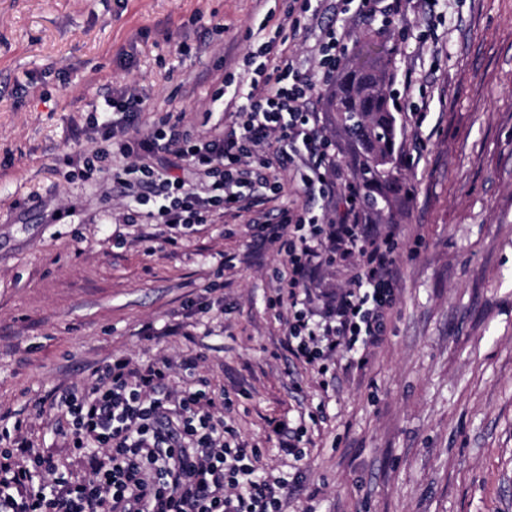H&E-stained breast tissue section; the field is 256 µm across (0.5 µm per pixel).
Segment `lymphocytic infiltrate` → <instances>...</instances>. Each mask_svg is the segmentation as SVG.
Segmentation results:
<instances>
[{"instance_id":"lymphocytic-infiltrate-1","label":"lymphocytic infiltrate","mask_w":512,"mask_h":512,"mask_svg":"<svg viewBox=\"0 0 512 512\" xmlns=\"http://www.w3.org/2000/svg\"><path fill=\"white\" fill-rule=\"evenodd\" d=\"M342 49L335 28L326 27L312 50L319 65L307 73L296 55L259 43L242 58L249 91L225 102L232 122L215 135L177 121L141 127L145 101L136 88H123L107 100L112 118L97 126V146L82 165L111 171L135 202L161 198L155 221L177 236L241 202L252 163L299 166L307 195L332 194L331 143L309 100L317 85L331 82ZM258 57L272 58V71L255 68ZM183 161L193 179L178 175ZM360 194L346 183L342 209L326 223L304 206L253 225L256 242L288 256L277 296L288 305V348L321 375L338 350L363 352L382 342L395 299L396 243L369 237L359 222ZM353 253L360 257L353 283L315 314L311 283L330 260ZM171 369L166 359L135 366L118 358L95 369L89 383L59 390V428L90 467L81 481L59 476L54 456L33 448L15 423L13 445L0 448V512H283L288 480L258 471V448L224 419L232 400L215 402L202 388L169 391Z\"/></svg>"}]
</instances>
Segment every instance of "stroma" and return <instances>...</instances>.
<instances>
[{
  "label": "stroma",
  "instance_id": "1",
  "mask_svg": "<svg viewBox=\"0 0 512 512\" xmlns=\"http://www.w3.org/2000/svg\"><path fill=\"white\" fill-rule=\"evenodd\" d=\"M309 4L300 29L289 13ZM340 0H0V433L23 421L73 479L88 475L58 431L57 389L125 357H165L175 389L205 378L227 394L239 438L285 474L287 512H512V0H416L390 24L352 20ZM392 52L401 181L389 212L398 285L384 342L341 351L336 378L288 349L274 305L285 257L251 239V220L311 203L293 169L252 168L236 214L177 244L130 226L119 185L81 176L89 126L113 90L136 85L143 125L182 114L204 133L229 120L219 89L261 36L306 52L328 22ZM326 88L313 109L340 181L352 151ZM279 181L282 191L265 185ZM124 233L116 243L115 230ZM156 233L152 246L139 236ZM357 259L326 265L315 306L347 287ZM202 354L194 370L186 358ZM305 418L301 460L268 435Z\"/></svg>",
  "mask_w": 512,
  "mask_h": 512
}]
</instances>
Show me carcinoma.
Wrapping results in <instances>:
<instances>
[{
    "mask_svg": "<svg viewBox=\"0 0 512 512\" xmlns=\"http://www.w3.org/2000/svg\"><path fill=\"white\" fill-rule=\"evenodd\" d=\"M391 60L383 51L360 50L326 95L327 111L339 113V122L352 135L361 204L372 210L399 183L394 166L397 119L386 92Z\"/></svg>",
    "mask_w": 512,
    "mask_h": 512,
    "instance_id": "carcinoma-1",
    "label": "carcinoma"
}]
</instances>
